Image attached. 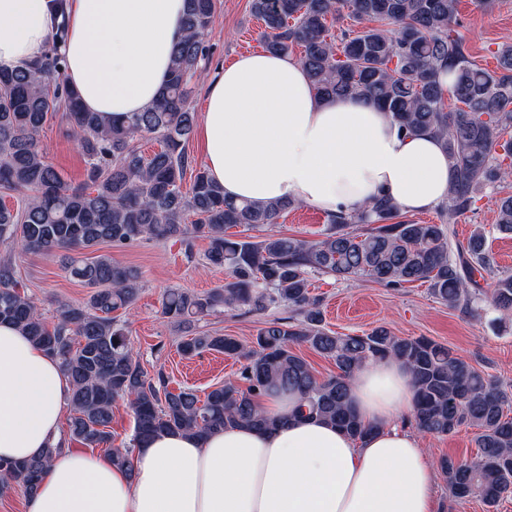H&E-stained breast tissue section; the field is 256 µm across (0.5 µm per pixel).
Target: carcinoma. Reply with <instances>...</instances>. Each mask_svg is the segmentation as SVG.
Listing matches in <instances>:
<instances>
[{"instance_id": "obj_1", "label": "carcinoma", "mask_w": 512, "mask_h": 512, "mask_svg": "<svg viewBox=\"0 0 512 512\" xmlns=\"http://www.w3.org/2000/svg\"><path fill=\"white\" fill-rule=\"evenodd\" d=\"M57 2L60 21L44 61L0 72V189L21 193L17 206L0 205V245L25 253L67 252L69 275L91 292L81 307L61 305L58 321L50 323L5 259L0 321L17 325L59 360L71 383L69 437L107 449L114 464L130 470L134 448L155 435L191 431L204 437L227 426L275 427L255 399L282 389L300 393L306 414L360 440L374 426L349 404L350 378L366 361L397 359L412 375L411 419L417 429L440 436L462 426L479 430L475 459L441 462L448 497L497 506L512 492L508 393L426 336L398 337L382 327L361 336L326 331L310 275L363 277L391 288L426 282L448 308L478 312L480 281L496 272L495 258L480 226L465 243L454 245L451 237L457 220L477 209L483 191L512 174V46L494 52L493 70L472 61L455 28L457 0H251L252 13L264 24L265 48L289 55L301 47L300 62L320 98L370 102L402 130L436 136L451 175L442 224L402 220L395 203L381 196L353 214L328 217L331 228L318 240L268 235L253 241L229 229L275 224L297 203L228 200L203 170L194 175L190 191H183L193 167L187 151L195 125L189 83L208 59L204 37L219 0H186V36L174 50L170 79L158 100L109 123L84 111L63 78L65 0ZM344 9L356 29L344 30L337 43L330 22ZM57 116L70 126L89 164L82 187L67 185L38 147L39 132ZM143 136L157 139L160 149L141 152L137 141ZM497 224L512 233L511 193L497 200ZM196 235L208 239L206 260L224 268L228 281L205 294L170 288L161 314L184 333V354L215 351L244 360L240 382L217 385L203 400L191 389L169 390L161 373L149 375L126 328L112 317L136 301L140 273L112 263L108 255L82 257L103 243L123 246L143 236L185 242ZM492 304L512 315V274L497 276ZM221 305L250 311L284 305L301 319L265 323L249 347L230 336L193 331L194 318ZM303 345L332 360L336 373L315 376L297 352ZM120 401L134 415L131 448L112 447V407ZM58 452L50 447L26 461L0 460V484L15 482L31 494Z\"/></svg>"}]
</instances>
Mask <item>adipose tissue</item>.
I'll return each instance as SVG.
<instances>
[{"mask_svg": "<svg viewBox=\"0 0 512 512\" xmlns=\"http://www.w3.org/2000/svg\"><path fill=\"white\" fill-rule=\"evenodd\" d=\"M184 11L185 0H68L61 52L84 108L109 118L150 106L185 36ZM54 19V0H0V70L40 62ZM200 135L207 173L229 198L304 202L329 216L379 196L404 213L448 199L436 138L402 131L364 101L319 99L287 55H243L216 74ZM69 393L58 360L0 323V458L25 460L56 443ZM349 396L374 427L361 440L299 416V395L273 390L256 401L278 419L272 430L159 435L130 470L63 450L25 512H436L435 471L418 434L399 422L414 406L407 367L365 362Z\"/></svg>", "mask_w": 512, "mask_h": 512, "instance_id": "adipose-tissue-1", "label": "adipose tissue"}]
</instances>
